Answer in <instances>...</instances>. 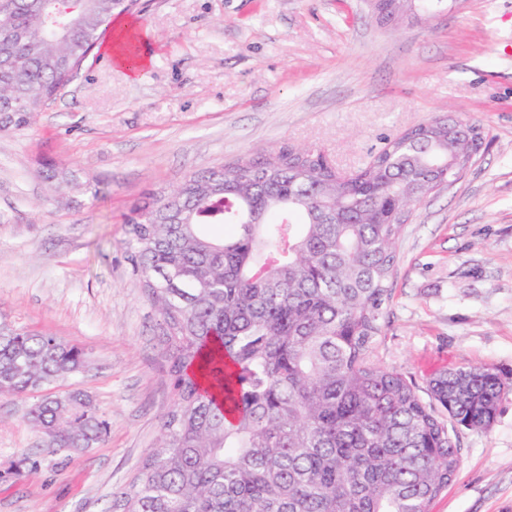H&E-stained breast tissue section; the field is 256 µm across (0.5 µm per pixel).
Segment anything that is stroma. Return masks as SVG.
Wrapping results in <instances>:
<instances>
[{
  "label": "stroma",
  "instance_id": "obj_1",
  "mask_svg": "<svg viewBox=\"0 0 512 512\" xmlns=\"http://www.w3.org/2000/svg\"><path fill=\"white\" fill-rule=\"evenodd\" d=\"M137 26L141 78L99 49L25 131L0 132V324L81 347L88 367L64 386L110 425L97 447L50 455L30 398L0 394V512H113L157 445L168 361L122 248L147 192L284 144L350 171L443 113L479 124L485 145L407 221L378 360L421 387L463 365L503 376L494 424L459 429L460 471L431 512H512V0L395 26L364 0H149ZM47 160L77 183L50 192ZM22 458L33 473L8 476Z\"/></svg>",
  "mask_w": 512,
  "mask_h": 512
}]
</instances>
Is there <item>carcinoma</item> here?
I'll use <instances>...</instances> for the list:
<instances>
[{"instance_id":"1","label":"carcinoma","mask_w":512,"mask_h":512,"mask_svg":"<svg viewBox=\"0 0 512 512\" xmlns=\"http://www.w3.org/2000/svg\"><path fill=\"white\" fill-rule=\"evenodd\" d=\"M145 0H0V131L26 129ZM468 118L385 139L346 176L281 146L192 173L125 216L132 274L159 321L174 405L121 512H431L457 476L455 428L486 430L505 390L485 365L444 369L428 398L381 367L411 207L481 149ZM58 192L73 172L45 164ZM87 368L46 333L0 326V393L25 397ZM27 421L50 453H84L108 424L78 389Z\"/></svg>"}]
</instances>
